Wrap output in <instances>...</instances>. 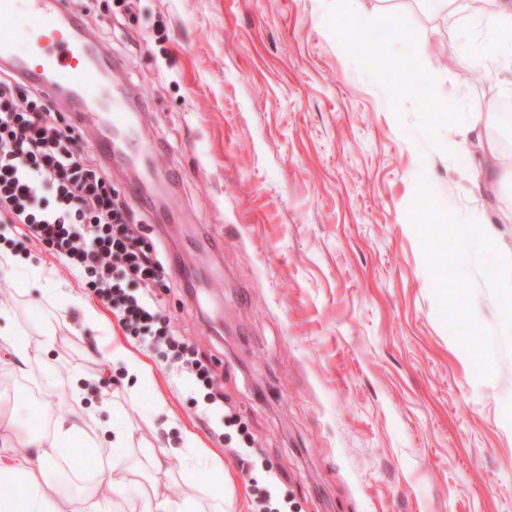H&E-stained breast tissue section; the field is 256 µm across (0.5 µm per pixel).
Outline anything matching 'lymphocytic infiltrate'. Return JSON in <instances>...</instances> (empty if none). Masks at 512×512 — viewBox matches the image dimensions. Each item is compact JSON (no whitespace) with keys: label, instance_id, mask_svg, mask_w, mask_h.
<instances>
[{"label":"lymphocytic infiltrate","instance_id":"obj_1","mask_svg":"<svg viewBox=\"0 0 512 512\" xmlns=\"http://www.w3.org/2000/svg\"><path fill=\"white\" fill-rule=\"evenodd\" d=\"M0 223L62 258L83 287L116 313L127 335L177 364L209 406L222 405L212 370L175 334L156 299L169 288L171 257L143 235L136 211L90 154L84 125L45 90L0 67Z\"/></svg>","mask_w":512,"mask_h":512}]
</instances>
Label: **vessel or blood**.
I'll list each match as a JSON object with an SVG mask.
<instances>
[{"label":"vessel or blood","instance_id":"b4317fda","mask_svg":"<svg viewBox=\"0 0 512 512\" xmlns=\"http://www.w3.org/2000/svg\"><path fill=\"white\" fill-rule=\"evenodd\" d=\"M1 17H20L23 30L0 32V63L38 79L84 125L101 124L100 150L117 160L138 153L142 115L130 110L107 76L116 62L74 20L66 0H0Z\"/></svg>","mask_w":512,"mask_h":512}]
</instances>
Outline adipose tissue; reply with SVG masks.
I'll use <instances>...</instances> for the list:
<instances>
[{
    "label": "adipose tissue",
    "mask_w": 512,
    "mask_h": 512,
    "mask_svg": "<svg viewBox=\"0 0 512 512\" xmlns=\"http://www.w3.org/2000/svg\"><path fill=\"white\" fill-rule=\"evenodd\" d=\"M72 421L59 423L53 433L14 429L22 451L0 454V512H69L70 500L54 481L60 462L59 445L78 438L96 460V478L90 493H105L101 512H224L223 496L205 485H193L176 497H159L140 487L141 461L126 452L125 434H117L112 447L103 446L101 432L110 429L94 412L87 411L79 394L71 396ZM139 486L135 501H127V486Z\"/></svg>",
    "instance_id": "ef3b65f1"
}]
</instances>
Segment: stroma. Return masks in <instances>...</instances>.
<instances>
[{
	"mask_svg": "<svg viewBox=\"0 0 512 512\" xmlns=\"http://www.w3.org/2000/svg\"><path fill=\"white\" fill-rule=\"evenodd\" d=\"M89 2L112 20L114 81L146 115L167 197L137 193L123 166L112 182L169 245L178 272L158 297L224 407L194 404L176 366L31 243L56 279L0 271L12 310L0 328L35 359L19 371L0 342V445L13 422L52 432L75 385L130 447L165 449L162 496L210 484L224 512H253L254 487L271 484L288 512H512V123L493 109L512 101V54L467 81L455 50L463 34L496 45L482 13L434 15L423 0ZM472 114L482 139L466 131ZM482 219L487 248L469 240ZM88 303L101 324L86 322ZM50 308L64 317L47 349ZM115 340L153 368L136 396L102 355ZM188 430L222 472L185 469Z\"/></svg>",
	"mask_w": 512,
	"mask_h": 512,
	"instance_id": "35a3bbf8",
	"label": "stroma"
}]
</instances>
